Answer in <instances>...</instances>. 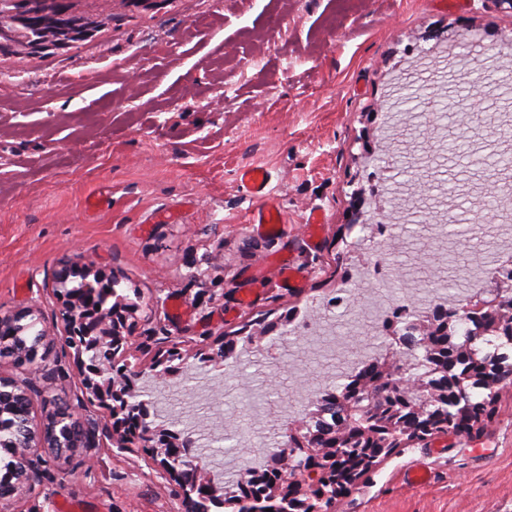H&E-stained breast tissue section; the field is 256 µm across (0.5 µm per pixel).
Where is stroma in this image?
Instances as JSON below:
<instances>
[{
    "label": "stroma",
    "instance_id": "obj_1",
    "mask_svg": "<svg viewBox=\"0 0 512 512\" xmlns=\"http://www.w3.org/2000/svg\"><path fill=\"white\" fill-rule=\"evenodd\" d=\"M91 40L42 57H0V314L33 310L45 425L54 396L74 400L84 371L64 347L50 283L76 254L140 293L133 339L151 423L200 440L216 481L249 449L274 451L308 396L344 384L357 356L393 331L403 301L425 311L465 303L495 261L512 262V9L468 0H163L135 11L100 0ZM458 111L445 113L449 97ZM471 151L449 154L447 135ZM270 174L284 224L252 234L243 168ZM363 197L355 206V197ZM326 221L309 228L310 211ZM396 238L375 279L380 228ZM303 272L283 286L278 269ZM346 292L348 302L328 308ZM265 336L246 344L258 329ZM229 359L210 355L223 337ZM185 361L159 380L160 339ZM480 435H442L381 460L334 512H512V383ZM236 447L216 454L218 439ZM47 462L44 490L14 482L15 512H185L184 495L140 453L102 438L91 463ZM432 479L412 488L404 471Z\"/></svg>",
    "mask_w": 512,
    "mask_h": 512
}]
</instances>
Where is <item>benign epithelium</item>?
I'll return each instance as SVG.
<instances>
[{"mask_svg": "<svg viewBox=\"0 0 512 512\" xmlns=\"http://www.w3.org/2000/svg\"><path fill=\"white\" fill-rule=\"evenodd\" d=\"M95 0H0V55L39 57L60 52L92 38L96 33ZM93 279L83 278L81 291H65L72 267L65 265L55 275L52 288L62 303L63 331L67 345L81 353L78 340L90 338L97 347L107 349V357L91 366L95 379L82 382L80 405L94 402L110 409L112 446L121 452L150 450L151 459L162 474L179 486H188L197 494L196 512L209 506L228 512H330L332 491L356 484L377 463L414 442L427 443L443 433L432 423L420 424L426 407L448 397V390L437 388L430 374L448 375L459 360L470 358L461 344L436 343L448 334L452 317L473 320L480 329L494 333L512 332V310L505 307L501 295L476 296L460 308L429 316L417 315L393 331L391 345L410 349L429 346L432 373L412 376L413 396L397 388L396 394L379 405L364 404L362 392L381 387L396 375L387 358L377 365V375L362 378L336 397L346 409L347 421L321 426L306 420L284 433V447L274 451L267 472L241 483V490H221L206 477L205 463L192 455V440L141 423L142 406L132 400L133 379L139 375L136 346L129 320L141 308L117 296L112 306H96L103 276L94 271L95 263H82ZM13 387L27 400L40 393L36 374L30 372L12 381ZM78 433L75 447L85 451L92 461V451L100 445V427L96 419L80 421L70 411L51 420L48 431L36 433L28 427L21 447L28 450L19 475L30 489L42 487V468L46 460L36 447L58 448L57 439L69 432ZM354 449L341 468H336L334 451L339 444Z\"/></svg>", "mask_w": 512, "mask_h": 512, "instance_id": "1", "label": "benign epithelium"}]
</instances>
